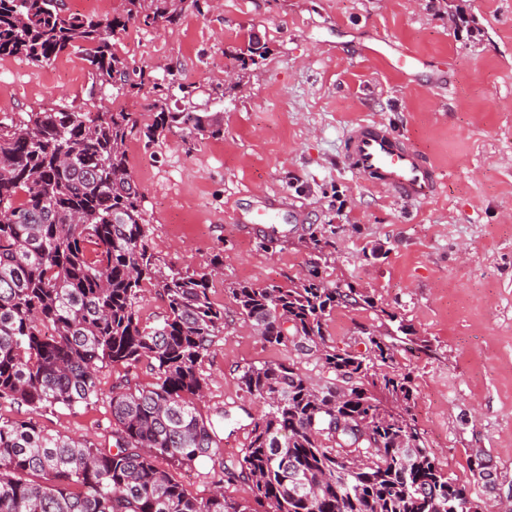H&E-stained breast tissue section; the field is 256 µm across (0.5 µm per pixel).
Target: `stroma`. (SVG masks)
<instances>
[{"mask_svg": "<svg viewBox=\"0 0 512 512\" xmlns=\"http://www.w3.org/2000/svg\"><path fill=\"white\" fill-rule=\"evenodd\" d=\"M268 52L238 58L249 37ZM385 40L415 53L401 73L367 54ZM113 42L139 88L92 89L80 49L36 66L0 60V113L46 108L125 109L147 122L154 84L192 89L178 107L220 119L218 137L178 129L155 140L130 136L129 168L143 193L148 245L163 268L223 260L212 298L226 309L223 333L202 364L203 414L229 413L218 435L224 457L240 456L262 405L238 383L250 362L293 360L325 381L320 362L266 343L236 313L230 287L300 280L356 287L372 306L339 305L325 334L364 352L365 336L410 333L387 372L412 379L408 414L445 472L483 512L512 498V0H200L178 27L129 28ZM241 86L225 88L227 69ZM378 118L445 175L440 196L406 203L372 190L343 163V133ZM279 222L256 214L263 199ZM143 386L146 364L107 366L99 400L25 416L50 433L108 440L112 385Z\"/></svg>", "mask_w": 512, "mask_h": 512, "instance_id": "obj_1", "label": "stroma"}]
</instances>
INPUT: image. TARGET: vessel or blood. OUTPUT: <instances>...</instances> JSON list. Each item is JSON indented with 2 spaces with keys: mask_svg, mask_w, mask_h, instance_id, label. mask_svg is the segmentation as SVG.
<instances>
[{
  "mask_svg": "<svg viewBox=\"0 0 512 512\" xmlns=\"http://www.w3.org/2000/svg\"><path fill=\"white\" fill-rule=\"evenodd\" d=\"M343 146L346 168L377 191L407 203H422L443 189V173L381 120L351 126L343 136Z\"/></svg>",
  "mask_w": 512,
  "mask_h": 512,
  "instance_id": "1",
  "label": "vessel or blood"
}]
</instances>
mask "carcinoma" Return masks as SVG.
<instances>
[{"label":"carcinoma","instance_id":"1","mask_svg":"<svg viewBox=\"0 0 512 512\" xmlns=\"http://www.w3.org/2000/svg\"><path fill=\"white\" fill-rule=\"evenodd\" d=\"M187 0H124L112 17L69 13L63 0H0V58L47 65L81 49L93 84L120 79L128 64L110 36L131 26L180 24ZM172 85H156L144 134L178 128L221 135L199 112L171 109ZM133 112L70 108L0 120V401L30 413L90 406L99 369L143 362L155 382L112 386V445L51 434L31 420L0 417V512H478L465 484L426 448L406 412L382 406L371 388L400 404L411 379L389 372L395 343L371 334L366 354L328 344L338 304L372 305L354 287L229 288L236 311L273 345L304 343L333 380L321 385L283 362L239 367L241 389L266 406L243 454L206 473L194 496L171 469L219 455L217 419L197 401L224 305L211 297L221 257L200 270L164 272L148 248L149 220L128 164ZM159 288L161 319L140 316L144 284ZM252 484L253 502L226 486Z\"/></svg>","mask_w":512,"mask_h":512}]
</instances>
